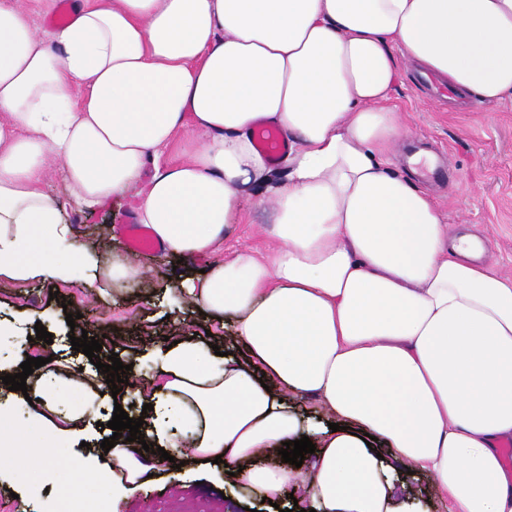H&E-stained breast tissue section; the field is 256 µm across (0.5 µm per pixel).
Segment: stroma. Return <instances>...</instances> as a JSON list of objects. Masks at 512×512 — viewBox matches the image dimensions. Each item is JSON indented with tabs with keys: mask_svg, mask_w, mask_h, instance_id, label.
Segmentation results:
<instances>
[{
	"mask_svg": "<svg viewBox=\"0 0 512 512\" xmlns=\"http://www.w3.org/2000/svg\"><path fill=\"white\" fill-rule=\"evenodd\" d=\"M420 76L417 66L402 61L400 79L385 106L400 114L418 147L436 156L437 173L427 177L412 171L403 142L393 150L394 165L433 198L454 232L482 239L480 264L512 276V103L487 108L455 93L437 98L424 88ZM44 189L63 202V218L73 225L77 243L110 249L115 258L127 255L121 227L133 221L128 197H113L94 211L83 209L71 199L58 161L49 166ZM261 195L256 187L239 201L224 240L225 258L245 249L265 254L275 246L270 234L275 213L258 205ZM138 262L139 277L116 286L106 298L93 296L77 284L0 280V320L23 318L32 325L42 324L57 344L68 342L72 329L86 330L88 336L101 340L103 360L119 345L125 349V360L136 362L138 350L148 340L183 332L208 333L214 341H223V322L191 305L171 304L167 294L174 283L208 268L210 257L180 262L155 251L139 256ZM70 313L77 316L72 325L66 322ZM81 478L75 464L62 481L37 474L32 490L27 491L14 477L0 475V512H44L48 502L62 497L64 481ZM222 490L209 470L189 462L178 469L162 465L116 510L243 512L248 506V499L240 496L223 499Z\"/></svg>",
	"mask_w": 512,
	"mask_h": 512,
	"instance_id": "35a3bbf8",
	"label": "stroma"
}]
</instances>
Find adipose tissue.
Here are the masks:
<instances>
[{"mask_svg":"<svg viewBox=\"0 0 512 512\" xmlns=\"http://www.w3.org/2000/svg\"><path fill=\"white\" fill-rule=\"evenodd\" d=\"M401 56L479 105L512 102V0H74L48 36L0 0V279L101 296L139 273L76 243L42 188L54 160L85 209L131 194L168 255L220 250L252 183L269 191L279 242L172 289L231 316L242 350L146 346L153 378L120 387L153 406L144 442L79 454L105 380L76 381L55 352L27 378L40 409L18 422L0 406V472L75 457L86 480L71 502L91 484L111 508L180 448L213 460L221 483L275 502L293 492L305 512H415L413 471L454 512H512V277L476 264L477 241H452L393 170L406 129L383 103ZM260 124L287 142L278 159L257 147ZM179 133L187 160L163 163ZM303 436L316 447L305 464H267Z\"/></svg>","mask_w":512,"mask_h":512,"instance_id":"adipose-tissue-1","label":"adipose tissue"}]
</instances>
